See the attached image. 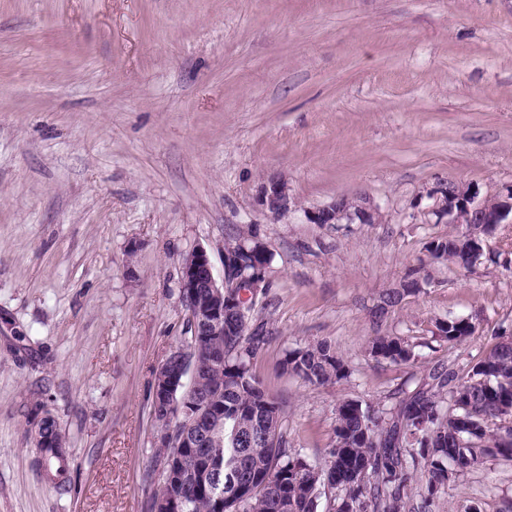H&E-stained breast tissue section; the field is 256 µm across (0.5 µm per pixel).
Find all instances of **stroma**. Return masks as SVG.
<instances>
[{
	"label": "stroma",
	"instance_id": "stroma-1",
	"mask_svg": "<svg viewBox=\"0 0 512 512\" xmlns=\"http://www.w3.org/2000/svg\"><path fill=\"white\" fill-rule=\"evenodd\" d=\"M304 208L345 196L375 224L273 221L262 180ZM443 182L512 183V0H0V512H148L152 384L187 335L183 258L250 225L273 254L250 316L290 447L324 462L336 407H392L437 365L465 372L512 330V224L471 267L431 263ZM419 269L425 288L380 313ZM469 317L464 342L439 319ZM376 335L414 363L365 352ZM335 346L351 375L316 387L284 350ZM51 414L69 481L36 465ZM413 512H512L490 460ZM367 353L375 359H385L396 364H408L415 358L413 347L398 336H375L367 345Z\"/></svg>",
	"mask_w": 512,
	"mask_h": 512
}]
</instances>
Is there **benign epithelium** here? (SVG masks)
<instances>
[{"label": "benign epithelium", "mask_w": 512, "mask_h": 512, "mask_svg": "<svg viewBox=\"0 0 512 512\" xmlns=\"http://www.w3.org/2000/svg\"><path fill=\"white\" fill-rule=\"evenodd\" d=\"M434 200L427 213L436 217V223L459 224L462 232L474 243H479L483 231L494 232L500 224H512V184L495 194L497 207H486V198L468 184L450 186L440 183L428 193ZM258 208L267 217L280 220L300 205L289 194L288 180L281 175L264 179L256 197ZM309 224H376L379 206L366 197H358L356 208L345 209L339 200L315 209L303 210ZM479 218V225L465 226V218ZM222 277L214 274L211 250L199 245L183 259L180 288L189 303V316L195 336L224 332V309L236 299H245L266 287L268 277L261 278L233 268L234 259L223 254ZM198 363L183 345H176L155 372L153 393L154 445L165 448H192L207 446L210 425L221 416L220 404L211 397L192 396L185 388L186 379L195 378Z\"/></svg>", "instance_id": "1"}]
</instances>
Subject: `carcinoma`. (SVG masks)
Wrapping results in <instances>:
<instances>
[{"mask_svg":"<svg viewBox=\"0 0 512 512\" xmlns=\"http://www.w3.org/2000/svg\"><path fill=\"white\" fill-rule=\"evenodd\" d=\"M470 248L468 239L450 234L430 242L437 262H454ZM247 273L266 272L273 255L256 234L243 230L224 241ZM416 292L413 276L384 297L393 307L404 295ZM473 325L462 318L436 323L438 337L450 344L463 342ZM500 337L492 350L458 380L452 369L435 368L415 389L390 409L349 399L336 406L334 445L321 466L288 448L282 427L283 408L267 391L256 370V359L267 336H206L204 346L224 350V363L201 362L193 391L221 394L224 421L213 431L212 451L185 456L181 471L171 464L172 448H157L151 458L154 485L149 502L173 490V478L183 475L181 512H319L326 498L327 512H405L412 486L420 497L475 469L490 459L512 461V345ZM375 359L408 364L413 347L398 336H376L367 345ZM281 372L314 386L333 385L350 375L348 362L325 341L285 350ZM221 455L224 472H234L250 485L241 496L224 486V510L206 470L211 453ZM38 465L62 484L69 471L64 439L56 435L39 448Z\"/></svg>","mask_w":512,"mask_h":512,"instance_id":"obj_1","label":"carcinoma"}]
</instances>
